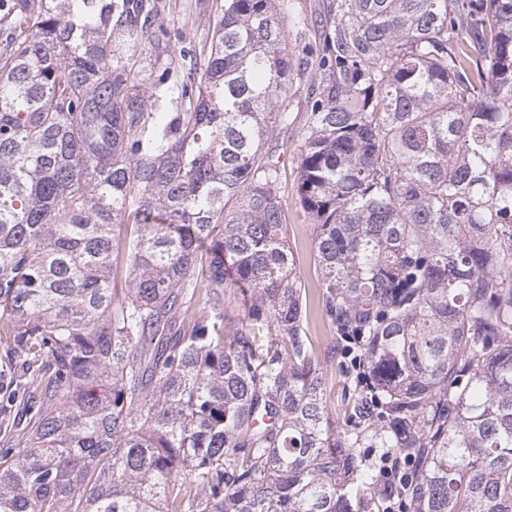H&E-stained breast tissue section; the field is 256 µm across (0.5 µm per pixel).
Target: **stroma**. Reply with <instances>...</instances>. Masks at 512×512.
<instances>
[{"label":"stroma","mask_w":512,"mask_h":512,"mask_svg":"<svg viewBox=\"0 0 512 512\" xmlns=\"http://www.w3.org/2000/svg\"><path fill=\"white\" fill-rule=\"evenodd\" d=\"M170 8L165 17V26L171 36L175 52V72H182L189 60L188 51L194 49L210 32L213 20L194 13V0H168ZM320 86L316 77L309 76L294 81L288 91V110L292 122L281 130L276 150L285 162L286 172L282 177L280 196L284 205V239L297 259L301 283L307 291L310 303L304 318V327L319 353L328 359V410L333 421H342L346 404L345 358L337 353L338 336L322 315L319 306L320 278L316 271V260L312 248L313 226L305 219L299 205L295 176V159L301 144L303 129L307 123L311 105L319 96Z\"/></svg>","instance_id":"1"}]
</instances>
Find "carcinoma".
<instances>
[{"instance_id":"1","label":"carcinoma","mask_w":512,"mask_h":512,"mask_svg":"<svg viewBox=\"0 0 512 512\" xmlns=\"http://www.w3.org/2000/svg\"><path fill=\"white\" fill-rule=\"evenodd\" d=\"M165 8L0 0V346L35 396L0 512H512V0H332L316 58L290 0H224L176 97ZM305 72L337 425L270 148Z\"/></svg>"}]
</instances>
